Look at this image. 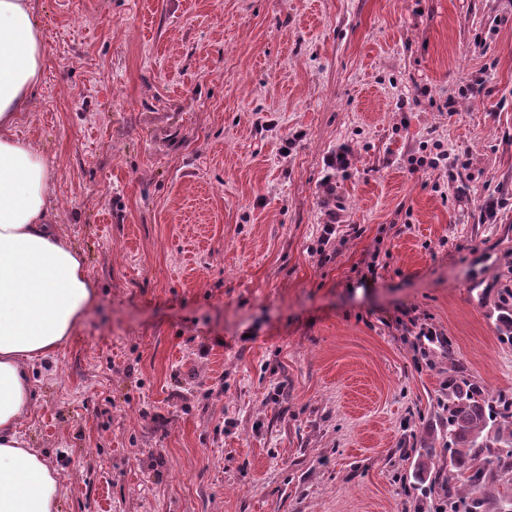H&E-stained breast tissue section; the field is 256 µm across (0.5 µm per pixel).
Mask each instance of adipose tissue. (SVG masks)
<instances>
[{
  "mask_svg": "<svg viewBox=\"0 0 512 512\" xmlns=\"http://www.w3.org/2000/svg\"><path fill=\"white\" fill-rule=\"evenodd\" d=\"M34 0H0V512H60L62 478L25 438L33 371L96 301L83 256L53 224L50 172L16 134L43 71Z\"/></svg>",
  "mask_w": 512,
  "mask_h": 512,
  "instance_id": "1",
  "label": "adipose tissue"
}]
</instances>
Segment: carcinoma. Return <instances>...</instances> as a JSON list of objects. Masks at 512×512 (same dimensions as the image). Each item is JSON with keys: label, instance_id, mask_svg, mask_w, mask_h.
<instances>
[{"label": "carcinoma", "instance_id": "carcinoma-1", "mask_svg": "<svg viewBox=\"0 0 512 512\" xmlns=\"http://www.w3.org/2000/svg\"><path fill=\"white\" fill-rule=\"evenodd\" d=\"M502 340L512 343V290L495 304ZM444 349L448 378L437 399L433 436L402 454L413 458L410 485L418 512H505L512 508V392L490 391L459 360L450 339L437 337L424 356Z\"/></svg>", "mask_w": 512, "mask_h": 512}]
</instances>
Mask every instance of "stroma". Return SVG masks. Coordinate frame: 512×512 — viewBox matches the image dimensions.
<instances>
[{"label": "stroma", "mask_w": 512, "mask_h": 512, "mask_svg": "<svg viewBox=\"0 0 512 512\" xmlns=\"http://www.w3.org/2000/svg\"><path fill=\"white\" fill-rule=\"evenodd\" d=\"M36 4L17 132L98 288L22 426L61 512H415L411 319L512 390V0ZM437 142L467 166L413 170ZM494 312H497V321L501 324V336L503 341L512 344V289L504 291L495 304Z\"/></svg>", "instance_id": "1"}]
</instances>
